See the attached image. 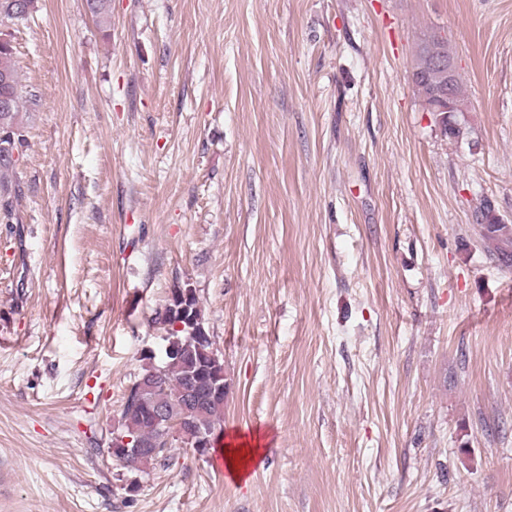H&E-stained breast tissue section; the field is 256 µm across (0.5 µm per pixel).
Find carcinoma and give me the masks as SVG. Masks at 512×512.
I'll return each mask as SVG.
<instances>
[{"label": "carcinoma", "instance_id": "cac0c4a2", "mask_svg": "<svg viewBox=\"0 0 512 512\" xmlns=\"http://www.w3.org/2000/svg\"><path fill=\"white\" fill-rule=\"evenodd\" d=\"M33 0H0V18L25 22L29 18ZM436 47L448 58L453 51L448 39L430 35L419 43L413 63L412 78L416 94L428 109H433L435 89L448 86V69L432 64L427 51ZM19 76L11 43L0 44V96L6 94L10 104L0 109V129L14 130L15 137H21V113L27 111L28 100L20 94ZM15 164L6 159L0 160V197H8L12 192L9 175ZM481 235L496 243L498 259L509 262L506 245L512 241V225L505 224L491 214L490 209L481 213ZM151 323L163 329L173 338L175 350L162 355L161 363L151 362L143 368L141 377L155 378L149 389L135 382L129 389L122 409L123 435L144 448H155L157 452L147 464L166 462L169 449L162 442V433L151 409H165L167 418L182 426L183 435L196 439V428L192 423L194 413L184 405L185 397L196 395L204 420L212 429V444L224 432V361L214 359L211 336L206 329L199 298L190 283L177 284L171 290L163 307L155 310ZM183 328H177V324Z\"/></svg>", "mask_w": 512, "mask_h": 512}]
</instances>
